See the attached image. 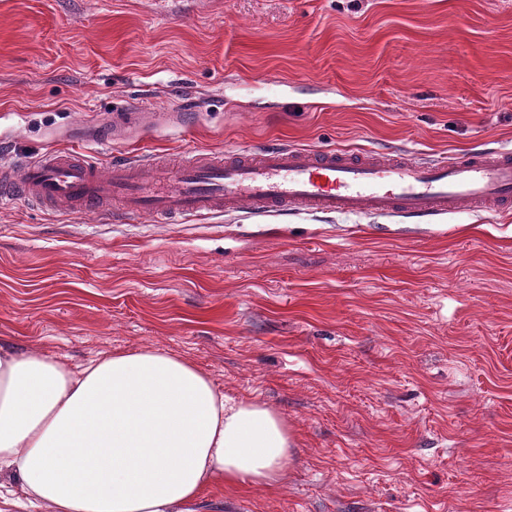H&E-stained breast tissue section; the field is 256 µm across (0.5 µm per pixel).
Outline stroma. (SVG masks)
Here are the masks:
<instances>
[{
    "mask_svg": "<svg viewBox=\"0 0 512 512\" xmlns=\"http://www.w3.org/2000/svg\"><path fill=\"white\" fill-rule=\"evenodd\" d=\"M196 97L199 118L172 119ZM149 105L128 151L512 147V0H0V139L37 156ZM0 344L152 347L286 421L283 480L193 512H512V215L0 203Z\"/></svg>",
    "mask_w": 512,
    "mask_h": 512,
    "instance_id": "obj_1",
    "label": "stroma"
}]
</instances>
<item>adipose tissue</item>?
Masks as SVG:
<instances>
[{"label": "adipose tissue", "instance_id": "ef3b65f1", "mask_svg": "<svg viewBox=\"0 0 512 512\" xmlns=\"http://www.w3.org/2000/svg\"><path fill=\"white\" fill-rule=\"evenodd\" d=\"M293 446L273 409L163 351L74 369L0 345V470L53 512H177L217 479L279 483Z\"/></svg>", "mask_w": 512, "mask_h": 512}]
</instances>
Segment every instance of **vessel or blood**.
I'll list each match as a JSON object with an SVG mask.
<instances>
[{
  "mask_svg": "<svg viewBox=\"0 0 512 512\" xmlns=\"http://www.w3.org/2000/svg\"><path fill=\"white\" fill-rule=\"evenodd\" d=\"M154 118L145 106L116 110L90 138L108 148ZM17 195L66 215L96 209L118 219L149 215L170 223L224 212L431 219L464 205L512 209V149L423 160L395 151L272 144L165 161L129 153L104 165L93 152L71 146L35 158L0 157V198Z\"/></svg>",
  "mask_w": 512,
  "mask_h": 512,
  "instance_id": "1",
  "label": "vessel or blood"
}]
</instances>
